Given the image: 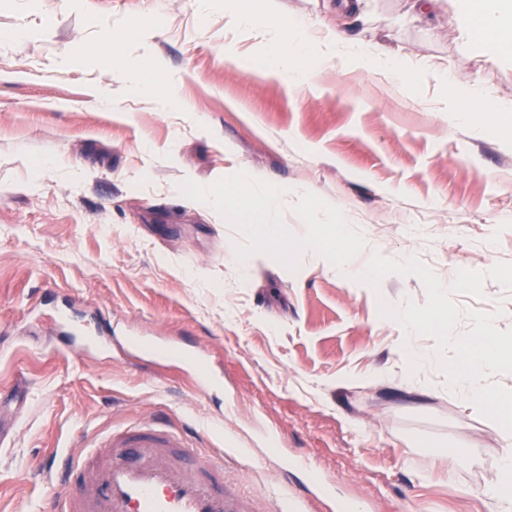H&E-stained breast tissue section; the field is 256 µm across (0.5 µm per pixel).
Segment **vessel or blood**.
<instances>
[{"instance_id": "1", "label": "vessel or blood", "mask_w": 512, "mask_h": 512, "mask_svg": "<svg viewBox=\"0 0 512 512\" xmlns=\"http://www.w3.org/2000/svg\"><path fill=\"white\" fill-rule=\"evenodd\" d=\"M76 484L60 512H249L224 480V458L189 446L164 421L113 430L97 448L63 456L47 473Z\"/></svg>"}]
</instances>
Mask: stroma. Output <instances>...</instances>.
Returning <instances> with one entry per match:
<instances>
[{
	"label": "stroma",
	"instance_id": "35a3bbf8",
	"mask_svg": "<svg viewBox=\"0 0 512 512\" xmlns=\"http://www.w3.org/2000/svg\"><path fill=\"white\" fill-rule=\"evenodd\" d=\"M232 4L0 0V512H49L53 451L160 416L216 426L254 512L283 479L293 497L321 484L369 512H492L497 430L437 366L407 378L405 341L428 355L436 341L380 314L381 296L424 304L421 279L356 285L309 250L294 271L265 252L242 269L244 234L180 186L256 172L284 188L297 238L292 207L314 193L362 233L363 257H415L448 285L484 273L482 297L453 296L455 335L473 310L512 328V290L488 277L512 263V56L487 54L461 0H358L353 15L275 0L312 41H347L295 85L261 58L282 29L230 23ZM108 37L117 57L96 53ZM453 81L500 105L497 122L447 111ZM60 309L89 333L111 324V344L61 348ZM151 327L200 354L209 392L123 348Z\"/></svg>",
	"mask_w": 512,
	"mask_h": 512
}]
</instances>
